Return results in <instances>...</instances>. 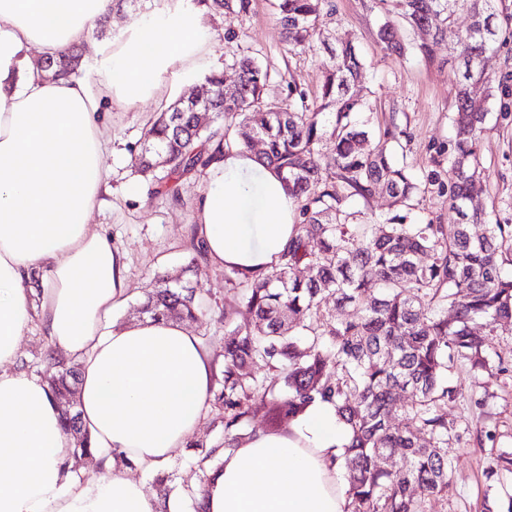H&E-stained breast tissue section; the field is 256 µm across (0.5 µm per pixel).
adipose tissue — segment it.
<instances>
[{"instance_id": "adipose-tissue-1", "label": "adipose tissue", "mask_w": 512, "mask_h": 512, "mask_svg": "<svg viewBox=\"0 0 512 512\" xmlns=\"http://www.w3.org/2000/svg\"><path fill=\"white\" fill-rule=\"evenodd\" d=\"M113 0H0V512H158L134 472L159 473L201 424L210 355L175 321L109 329L128 296L126 255L91 224L109 194L105 104L137 107L198 79L222 42L205 8L170 0L118 38L95 40ZM91 43L93 81L40 62ZM296 204L252 151L216 155L196 198L208 260L268 275L290 242ZM38 324L81 364L78 409L101 475L79 480L74 446L45 380L16 370ZM348 433L329 402L287 435L226 451L200 507L184 512H348L336 459Z\"/></svg>"}]
</instances>
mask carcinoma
<instances>
[{
	"instance_id": "cac0c4a2",
	"label": "carcinoma",
	"mask_w": 512,
	"mask_h": 512,
	"mask_svg": "<svg viewBox=\"0 0 512 512\" xmlns=\"http://www.w3.org/2000/svg\"><path fill=\"white\" fill-rule=\"evenodd\" d=\"M208 12L248 13L251 0H197ZM398 16L410 27L428 29L418 46L428 61L448 27L467 16L457 41L448 47L455 64L454 138L443 174L422 179L398 163L388 141L374 136L368 101L359 96L365 64L356 46L325 44L318 96L307 94L294 76H280L285 103L270 93L268 68L242 56L228 64L237 95H223L224 76L212 73L197 85L198 96L178 100L144 130L133 166L155 185L154 194L180 199L178 184L191 173H205L213 155L233 145L263 142L257 160L275 169L295 199L299 222L282 255L283 263L262 279L249 280L233 270L225 283L234 292L224 309V368L213 404L224 409V449L238 447L255 428L251 417L264 411L268 435L305 414L317 401L336 406L349 433L341 456L350 512H427L426 501L448 494L453 463L448 449L459 440L443 407L463 397L449 374L459 365L490 379L512 371V358L495 342L496 327L512 320V224L469 207L482 175L480 152L490 103L499 115L512 116L506 92L497 96L483 68L486 54L500 48L498 0H395ZM282 42L289 52L311 51L329 0H275ZM377 42L405 52L391 12H385ZM209 112L223 120L199 129ZM327 139L335 155L321 152ZM214 149L208 151L205 146ZM448 188L454 224L406 222V216L350 211L347 201L369 203L384 193L392 203L414 210L426 187ZM480 224L479 234L471 226ZM307 276H299L301 270ZM352 306L354 319L333 316L329 305ZM243 307L251 316L232 322ZM208 311L190 282L165 278L146 293L137 308L154 320H197ZM260 360L263 376L249 367ZM57 398L77 391L79 368L56 363L46 375ZM410 396L396 406L397 398ZM402 410L408 424L395 425ZM400 452L404 465L384 462ZM512 478V451H499L486 478L504 484Z\"/></svg>"
}]
</instances>
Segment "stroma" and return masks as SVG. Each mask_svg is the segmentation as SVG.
Listing matches in <instances>:
<instances>
[{"mask_svg": "<svg viewBox=\"0 0 512 512\" xmlns=\"http://www.w3.org/2000/svg\"><path fill=\"white\" fill-rule=\"evenodd\" d=\"M334 12L325 20L323 37L328 42L351 39L358 45L367 65L368 79L363 90L373 106L368 112L370 129L377 134L397 126L402 135L395 143L408 170L418 176L435 172L433 162L440 148L452 138V73L447 65L448 46L457 39L449 32L436 50L437 59L429 63L412 53L413 45L426 41L425 32L398 24L400 40L410 51L399 56L384 50L375 40V31L384 11L380 0H331ZM208 26L223 30L225 38L210 56L209 71L223 70L231 55L245 52L267 66L272 76L293 72L308 98H315L322 69V52L287 53L280 37L273 0H252L251 10L243 15L223 14L206 20ZM158 105L148 101L135 109L110 106L107 133L112 151L103 159L111 173L110 205L94 210L91 222L104 232L127 257L129 297L114 312L113 326L135 321V308L156 279L186 275L200 292L209 310L200 321L191 323L195 336L207 337V348L215 365L223 363L224 305L229 295L224 286L223 268L201 261L190 265V229L194 222L195 201L205 184L204 177L193 176L180 187V202L173 203L150 195L148 185L135 173L129 149L137 144L153 120ZM485 180L474 194L478 208H495L503 218L512 219V118H490L482 144ZM452 379L463 392L488 386L490 396L484 409L471 407L466 399L448 404L449 419L464 431L453 444V484L447 499L435 501L432 512H481V503L490 487L484 470L492 448L512 450V376L485 384L483 376L462 368ZM489 427L497 433L495 447H479L474 430ZM224 440V411L208 406L199 428L184 448L174 455L167 482L147 474L142 482L147 491L169 501L184 500L189 491L207 485L212 463H199L197 444L213 446Z\"/></svg>", "mask_w": 512, "mask_h": 512, "instance_id": "stroma-1", "label": "stroma"}]
</instances>
